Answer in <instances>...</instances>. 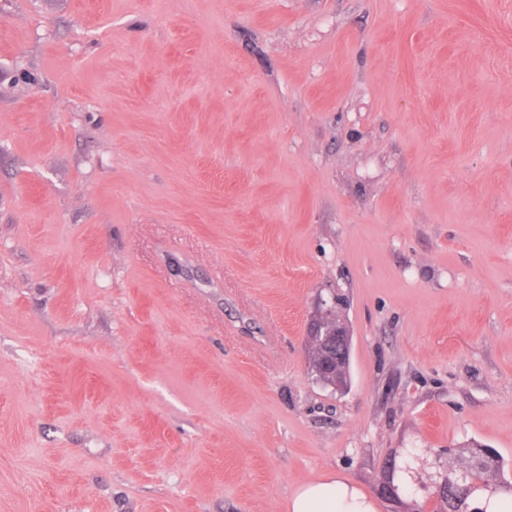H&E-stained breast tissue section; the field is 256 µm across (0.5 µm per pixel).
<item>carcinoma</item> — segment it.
Masks as SVG:
<instances>
[{
  "instance_id": "carcinoma-1",
  "label": "carcinoma",
  "mask_w": 512,
  "mask_h": 512,
  "mask_svg": "<svg viewBox=\"0 0 512 512\" xmlns=\"http://www.w3.org/2000/svg\"><path fill=\"white\" fill-rule=\"evenodd\" d=\"M323 351L316 348L315 337H310L309 369L314 379L322 378L336 382V374L323 369ZM504 461L492 448L475 444L462 449L448 465V475L453 481L442 483L437 490V507L434 512H486L481 508L478 493L504 495L512 499V481L503 478ZM390 478L396 486L398 495L408 491L412 478L411 460L401 464L387 463L381 478Z\"/></svg>"
}]
</instances>
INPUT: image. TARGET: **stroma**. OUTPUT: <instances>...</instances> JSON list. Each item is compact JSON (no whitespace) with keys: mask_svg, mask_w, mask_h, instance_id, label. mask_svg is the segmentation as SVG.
<instances>
[{"mask_svg":"<svg viewBox=\"0 0 512 512\" xmlns=\"http://www.w3.org/2000/svg\"><path fill=\"white\" fill-rule=\"evenodd\" d=\"M346 297L351 384L308 369ZM512 479V0H0V512ZM411 459H406L402 464L396 462L387 463L381 473L380 479L389 480L396 486L398 491L397 504L403 506L402 495L408 491L410 480L412 478ZM389 480H383L375 488L376 495L387 504L396 502L394 487Z\"/></svg>","mask_w":512,"mask_h":512,"instance_id":"35a3bbf8","label":"stroma"}]
</instances>
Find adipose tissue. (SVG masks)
Wrapping results in <instances>:
<instances>
[{"mask_svg": "<svg viewBox=\"0 0 512 512\" xmlns=\"http://www.w3.org/2000/svg\"><path fill=\"white\" fill-rule=\"evenodd\" d=\"M289 512H376L364 491L329 475L300 487L288 503Z\"/></svg>", "mask_w": 512, "mask_h": 512, "instance_id": "adipose-tissue-1", "label": "adipose tissue"}]
</instances>
